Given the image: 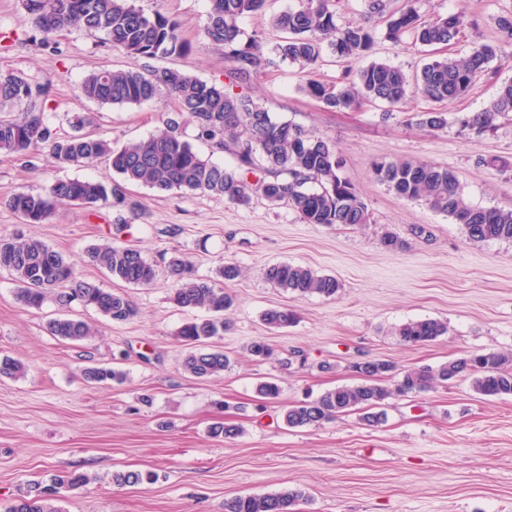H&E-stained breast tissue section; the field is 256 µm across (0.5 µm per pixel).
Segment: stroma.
I'll list each match as a JSON object with an SVG mask.
<instances>
[{"instance_id": "35a3bbf8", "label": "stroma", "mask_w": 512, "mask_h": 512, "mask_svg": "<svg viewBox=\"0 0 512 512\" xmlns=\"http://www.w3.org/2000/svg\"><path fill=\"white\" fill-rule=\"evenodd\" d=\"M146 13L176 20L191 51L165 63L207 82L227 80L224 56L203 37L208 0H137ZM297 0H267L261 13L241 26L271 52L281 34L272 21ZM432 19L464 12L471 21L448 55L468 54L472 43H496L494 20L512 14V0H420ZM344 22L375 31L370 57L416 77L431 61V48L410 37L396 42L386 26L368 18L364 0H340ZM21 0H0V72L18 71L51 80L50 122L70 133L73 112L95 115V131L115 144L148 137L177 106L169 96L136 106H101L82 98L80 82L105 67H131L133 58L112 49L104 35L73 28L58 34L56 49L29 41ZM344 65L324 51L304 68L288 61L262 67L246 92L274 119L289 121L327 137L342 160L341 177L354 185L368 206L363 225L305 224L284 203L261 197L237 205L211 193L159 194L142 185L128 188L142 215L117 227V213L100 203L58 206L44 224H22L8 199L43 191L57 179L109 182L107 162L88 168L57 163L48 153L32 164L0 157V235L15 231L41 238L74 264L78 279L120 291L139 314L115 323L95 312L87 317L98 333L86 342L50 335L46 323L59 315L54 302L42 310L24 308L16 284L0 271V358L20 361L24 374L0 377V508L19 498L35 481L78 471L88 484L64 492L62 512H224L235 495L300 489L307 500L296 512H512V395L485 397L461 378L431 391L395 396L381 425L363 424L358 413L339 416L322 427L291 428L282 414L293 403L355 382L353 363L380 358L396 372L436 366L470 353L512 354V242H472L462 225L420 201L397 196L376 180L382 161L410 160L453 170L474 205L512 209V115L485 131L457 124L429 130L415 112L429 109L422 97L403 108L367 102L333 111L305 95L310 79L331 83ZM512 80V58L499 53L464 96L444 104L449 115L479 111L499 86ZM402 242L388 249L384 232ZM114 242L135 247L157 269L147 287L113 280L86 258L95 245ZM188 257L198 276L209 278L226 262L242 269L225 283L235 299L227 326L213 344L233 364L223 375L202 380L187 373V350L178 329L192 312L170 299L166 263ZM290 263L335 276L336 296L299 297L274 287L266 266ZM287 307L294 324L267 326L263 313ZM438 319L448 333L435 342L411 346L396 334L410 320ZM264 340L271 357L250 356ZM123 369L122 384L89 385L86 367ZM276 380L278 399H259L258 382ZM217 421L244 428L242 438L218 441L209 428ZM117 470H149L146 487L119 488Z\"/></svg>"}]
</instances>
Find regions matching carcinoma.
Returning <instances> with one entry per match:
<instances>
[{"mask_svg": "<svg viewBox=\"0 0 512 512\" xmlns=\"http://www.w3.org/2000/svg\"><path fill=\"white\" fill-rule=\"evenodd\" d=\"M137 0H22L25 16L33 27L31 42L55 48V36L80 27L100 32L124 54L140 61L135 68H104L90 73L81 82V95L100 105H140L156 101L166 93L195 128V139L233 155L236 165L225 167L202 157L183 139L174 118L145 139L121 146L100 136L83 132L93 118L74 112L68 123L73 133L61 135L49 122L47 104L53 83L35 81L21 72H0V156L22 161L46 150L58 163L81 168L103 159L120 180L111 183L89 179H58L44 192L13 195L8 206L26 224H44L57 206L75 203L92 207L109 203L117 211L138 217L137 203L126 192L129 183L141 184L165 193L207 192L222 195L234 204L246 205L258 193L271 203L288 202L304 224H367L369 211L355 187L339 175L342 161L334 144L288 121H275L262 105L233 88L250 84L263 64L260 45L245 34L240 21L260 12L266 0H210L204 36L222 49L229 85L208 83L179 69L155 66L162 56L185 55L191 46L182 39L179 24L160 12L146 14ZM418 0H404L389 10L386 0H367L371 17L386 19V33L394 41L405 35L423 46L446 47L465 29L461 13L427 21L417 7ZM337 0H299V5L273 18L274 27L286 34L273 52L282 61L311 67L328 48L346 63L343 77L335 83L309 79L301 87L306 95L332 110H347L365 101L383 102L392 107L406 104L410 81L399 67L385 62H359L375 43L374 32L365 25L340 24ZM500 45L512 48V14L495 19ZM496 47L475 42L463 58L443 56L425 64L415 79V93L436 103L450 102L468 92L477 74L485 71ZM512 113V81L502 84L496 96L480 111L457 115L454 122L463 129L483 131L494 121ZM417 123L430 129L448 125V115L440 109L416 114ZM374 174L399 197L422 201L432 210L448 215L463 225L474 242L512 241V209L472 205L463 194L456 174L445 167L409 161L381 162ZM91 263L105 269L112 278L134 286H149L156 279L154 266L140 251L104 243L87 252ZM0 271L8 272L17 287V300L26 308L39 310L48 297L61 307L79 302L84 308L122 323L137 315L134 303L124 294L77 281L73 263L43 240L16 231L0 236ZM173 282L172 301L179 308L206 309L213 317L194 318L178 331L188 354L184 368L197 378L224 373L230 359L207 343L224 335V311L232 298L224 293L222 281L240 276L238 265L228 262L216 271V278L195 275L193 263L182 255L167 262ZM264 275L275 286L297 296L334 297L341 288L336 277L318 274L293 264H273ZM296 313L288 308L264 312L263 321L272 328L293 324ZM47 331L63 340L81 341L94 335L92 326L81 317H56L47 322ZM448 334V324L436 319L409 321L397 328L401 340L425 345ZM512 357L504 353H472L450 359L436 367L422 365L402 373L389 383L394 366L380 359L357 363L353 369L359 382L341 385L310 401L289 406L284 421L290 427H320L336 416L357 411L368 426L385 421V406L396 395L420 393L436 384L471 377L472 388L486 397L512 394ZM85 379L100 384L120 381L124 373L115 368L92 366ZM216 439L234 440L243 434L237 425L216 423L210 429ZM156 479L152 471H117L112 484L117 487L146 486ZM89 483L79 472L57 474L52 483L29 484L25 495L4 512H61L54 505L62 488L78 490ZM305 498L300 490L273 494L237 495L224 501V512H294Z\"/></svg>", "mask_w": 512, "mask_h": 512, "instance_id": "cac0c4a2", "label": "carcinoma"}]
</instances>
